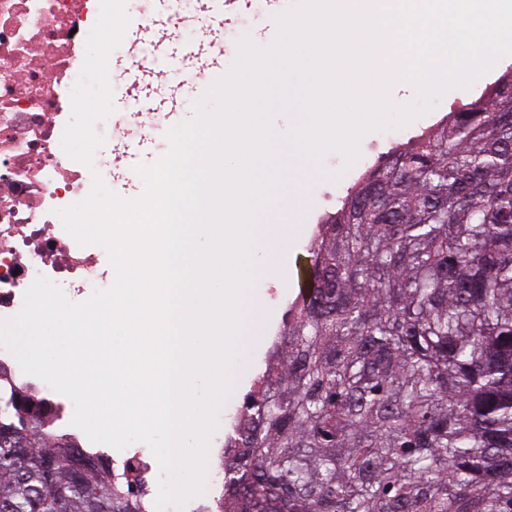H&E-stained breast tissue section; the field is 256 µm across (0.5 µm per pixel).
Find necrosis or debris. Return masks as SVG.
Here are the masks:
<instances>
[{"mask_svg": "<svg viewBox=\"0 0 512 512\" xmlns=\"http://www.w3.org/2000/svg\"><path fill=\"white\" fill-rule=\"evenodd\" d=\"M100 0H0V320L15 316L36 277L104 287L96 246H79L55 211L89 194L82 163L61 148L87 33ZM93 463L116 480L137 478L153 506L159 473L147 453Z\"/></svg>", "mask_w": 512, "mask_h": 512, "instance_id": "4bbe7bcc", "label": "necrosis or debris"}]
</instances>
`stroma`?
I'll use <instances>...</instances> for the list:
<instances>
[{"label": "stroma", "mask_w": 512, "mask_h": 512, "mask_svg": "<svg viewBox=\"0 0 512 512\" xmlns=\"http://www.w3.org/2000/svg\"><path fill=\"white\" fill-rule=\"evenodd\" d=\"M196 40L195 33L180 26L173 27L172 37L165 44V55L158 63L159 69L166 74L165 79L162 83L143 88L138 100L132 101V108H140L144 103L160 105L174 93L184 102L185 117H192L196 97L192 83L194 61L190 50ZM511 66L512 56L502 57L479 82L467 88H448L428 112L398 127L397 133L401 141H408L420 128L437 123L450 112L455 103H467L479 97L489 84ZM384 135L385 132L381 129L364 133L358 141L359 157L354 165H346L342 152L336 149L326 151L320 157L319 163L328 176L314 183L308 202L293 217L294 227L281 258L282 274L257 283L254 287L258 304L252 323L250 346L232 365V396L243 395L249 391L252 380L261 371L275 340L284 328L288 308L299 293L298 272L307 264L308 248L317 225L340 207L342 198L355 183L353 169L363 170L375 162V155L368 152L369 146H378L383 153L389 151V144L383 141Z\"/></svg>", "instance_id": "stroma-1"}]
</instances>
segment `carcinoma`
Segmentation results:
<instances>
[{"mask_svg":"<svg viewBox=\"0 0 512 512\" xmlns=\"http://www.w3.org/2000/svg\"><path fill=\"white\" fill-rule=\"evenodd\" d=\"M310 254L314 291L253 380L222 512H512V96L396 148ZM15 394L0 512H145Z\"/></svg>","mask_w":512,"mask_h":512,"instance_id":"carcinoma-1","label":"carcinoma"}]
</instances>
